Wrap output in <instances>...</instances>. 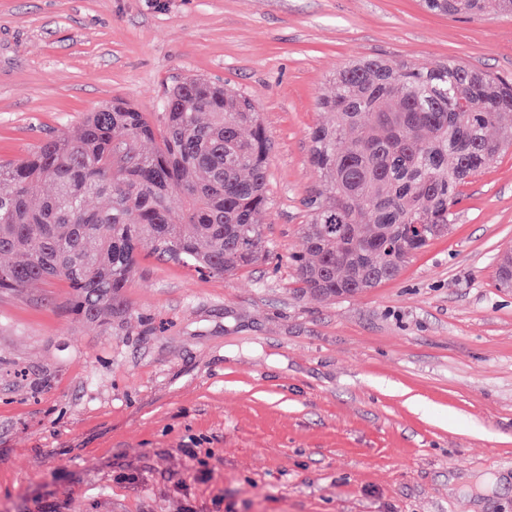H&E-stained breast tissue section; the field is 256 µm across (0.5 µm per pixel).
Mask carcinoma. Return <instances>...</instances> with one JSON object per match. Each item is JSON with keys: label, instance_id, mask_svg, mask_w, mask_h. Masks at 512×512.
Returning <instances> with one entry per match:
<instances>
[{"label": "carcinoma", "instance_id": "obj_1", "mask_svg": "<svg viewBox=\"0 0 512 512\" xmlns=\"http://www.w3.org/2000/svg\"><path fill=\"white\" fill-rule=\"evenodd\" d=\"M422 4L475 19L486 0ZM317 106L334 120L309 133L320 184L289 261L300 291L325 300L395 278L448 232L462 188L512 144V79L455 59L346 64ZM148 141L156 147L141 149ZM270 151L252 101L205 78L174 85L151 119L128 102L101 106L70 135L0 161V291L58 280L72 311L98 322L128 314L143 251L200 275H237L272 252L260 224L272 207ZM495 277L512 288L511 252Z\"/></svg>", "mask_w": 512, "mask_h": 512}]
</instances>
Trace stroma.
Listing matches in <instances>:
<instances>
[{"label": "stroma", "mask_w": 512, "mask_h": 512, "mask_svg": "<svg viewBox=\"0 0 512 512\" xmlns=\"http://www.w3.org/2000/svg\"><path fill=\"white\" fill-rule=\"evenodd\" d=\"M452 58L512 75V16L419 0H0V160L102 104L153 113L190 75L271 139V258L232 278L142 253L106 326L64 283L0 292V512H512V147L447 236L354 298L300 295L288 258L319 178L336 69ZM427 10L454 17L475 19L482 15L486 0H422Z\"/></svg>", "instance_id": "1"}]
</instances>
